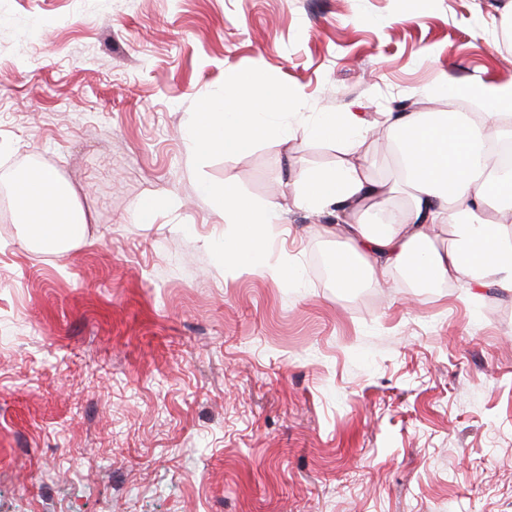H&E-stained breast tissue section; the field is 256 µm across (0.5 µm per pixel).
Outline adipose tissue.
Returning <instances> with one entry per match:
<instances>
[{
    "label": "adipose tissue",
    "mask_w": 512,
    "mask_h": 512,
    "mask_svg": "<svg viewBox=\"0 0 512 512\" xmlns=\"http://www.w3.org/2000/svg\"><path fill=\"white\" fill-rule=\"evenodd\" d=\"M427 97L475 104L472 112H389L382 123L393 149L395 181L372 178L367 165L344 162L305 173L300 207L335 208L328 234L345 247L331 258L333 279L349 293L374 283L376 273L402 272L417 282L465 279L476 289L512 296V172L498 168L501 144H512V82L446 79ZM375 123L357 112H325L311 126L314 139L361 153ZM406 199L394 205V196ZM13 198L28 248L61 252L86 236V213L56 173L38 169L16 179ZM451 226L447 247L437 228Z\"/></svg>",
    "instance_id": "1"
}]
</instances>
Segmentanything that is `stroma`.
I'll use <instances>...</instances> for the list:
<instances>
[{
    "label": "stroma",
    "instance_id": "1",
    "mask_svg": "<svg viewBox=\"0 0 512 512\" xmlns=\"http://www.w3.org/2000/svg\"><path fill=\"white\" fill-rule=\"evenodd\" d=\"M507 2L0 0V186L50 168L90 216L40 252L0 198V512H512V298L338 293L336 216L294 185L346 159L318 113L470 112L420 94L512 82ZM248 67L301 92L288 139L194 173V102ZM201 176L277 205L300 288L212 258Z\"/></svg>",
    "mask_w": 512,
    "mask_h": 512
}]
</instances>
